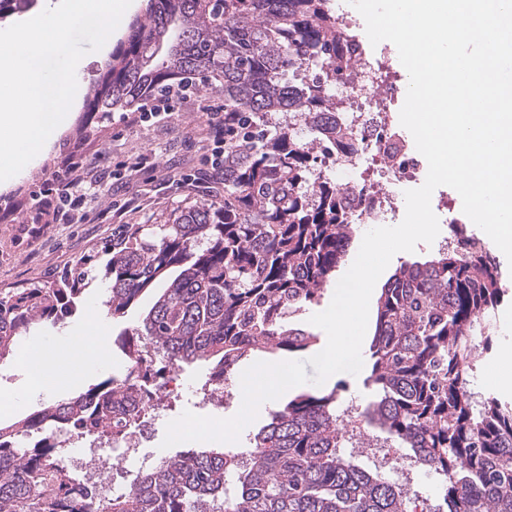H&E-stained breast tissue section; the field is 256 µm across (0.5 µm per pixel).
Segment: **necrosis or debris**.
<instances>
[{
    "instance_id": "1",
    "label": "necrosis or debris",
    "mask_w": 512,
    "mask_h": 512,
    "mask_svg": "<svg viewBox=\"0 0 512 512\" xmlns=\"http://www.w3.org/2000/svg\"><path fill=\"white\" fill-rule=\"evenodd\" d=\"M358 59L357 68L345 71L333 92L348 105L337 112L336 122L353 132L359 148L346 156L321 158L318 174L357 194L352 204L357 223L378 224L398 219L402 188L421 183L428 164L393 120L407 87L394 67L390 47L373 56L360 53ZM52 438L64 447L66 463L90 478L101 493L130 485L133 473L111 442L57 432Z\"/></svg>"
}]
</instances>
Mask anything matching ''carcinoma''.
<instances>
[{
  "label": "carcinoma",
  "instance_id": "1",
  "mask_svg": "<svg viewBox=\"0 0 512 512\" xmlns=\"http://www.w3.org/2000/svg\"><path fill=\"white\" fill-rule=\"evenodd\" d=\"M38 0H0V19ZM329 0H147L87 88L83 111L108 118L143 108L175 82L224 94V171L164 222L119 224L50 288L0 295V358L37 326L73 316L89 284L121 318L126 359L154 345L134 377H108L0 426V512H409L403 484L341 453L359 444L336 387L302 392L248 435L239 457L221 448L167 455L128 491L105 498L61 462L55 431L126 441L158 386L208 363L228 383L257 354L315 345L292 321L336 278L356 225L336 183L313 176L323 150L354 147L336 127L330 93L353 50ZM505 296L494 256L475 237L397 269L380 289L368 353L369 422L418 467L443 478L434 512H512V403L473 396L469 337ZM41 432L33 448L24 438Z\"/></svg>",
  "mask_w": 512,
  "mask_h": 512
}]
</instances>
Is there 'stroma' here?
I'll list each match as a JSON object with an SVG mask.
<instances>
[{"instance_id":"stroma-1","label":"stroma","mask_w":512,"mask_h":512,"mask_svg":"<svg viewBox=\"0 0 512 512\" xmlns=\"http://www.w3.org/2000/svg\"><path fill=\"white\" fill-rule=\"evenodd\" d=\"M205 118L202 110L190 105L174 115L170 129L125 128L113 119L87 122L82 110H75L48 152L20 171L9 186L0 188V208L5 206L13 189L30 185L41 177L53 155L66 146L79 148L87 161L104 166L126 160L134 153L147 155L167 165L183 166L186 156L196 150L197 132ZM145 189L149 200L138 216L143 224L159 223L161 211L180 206L193 197L187 189L161 188L154 182L146 184ZM122 195L118 187L109 193L88 195L92 223L54 225L49 235L31 246H17L12 242L16 230L28 219L27 205L18 206L11 223L0 222V292L30 287L39 277L56 278L66 271L68 265L76 263L84 252L99 247L112 233V202ZM496 259L500 264L502 284L507 289L494 321L498 342L491 352L478 354L469 388L477 394H491L501 400L512 401V389H502L492 381L495 372H512V268L508 267L504 254H497ZM122 359L121 351L114 345L104 350L75 345L73 351L62 356L54 368L47 384L46 400L70 397L67 384L82 372L91 373L98 381L110 377L119 369ZM206 373V367L200 364L181 370L183 395L180 400L159 410L151 428L149 446L152 453H161L168 423L184 411L195 410L202 397L201 387Z\"/></svg>"}]
</instances>
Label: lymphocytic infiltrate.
<instances>
[{
    "instance_id": "obj_1",
    "label": "lymphocytic infiltrate",
    "mask_w": 512,
    "mask_h": 512,
    "mask_svg": "<svg viewBox=\"0 0 512 512\" xmlns=\"http://www.w3.org/2000/svg\"><path fill=\"white\" fill-rule=\"evenodd\" d=\"M188 96L178 86L170 87L158 101L139 112L121 113L119 120L125 127L143 124L164 125L174 112L187 102ZM224 166V115L208 110L202 125L197 150L188 170L168 168L158 170L156 164L139 157L131 162H120L112 168L100 170L94 178H86V162L80 154L64 152L53 157L42 178L28 189H20V196L33 202L30 221L22 235L28 242H36L47 235L52 226L61 221L76 219L77 223L88 220L87 211L82 210V188L111 191L114 184L135 181L145 174H159L162 182L180 187L194 186L199 177L208 172L222 170Z\"/></svg>"
}]
</instances>
